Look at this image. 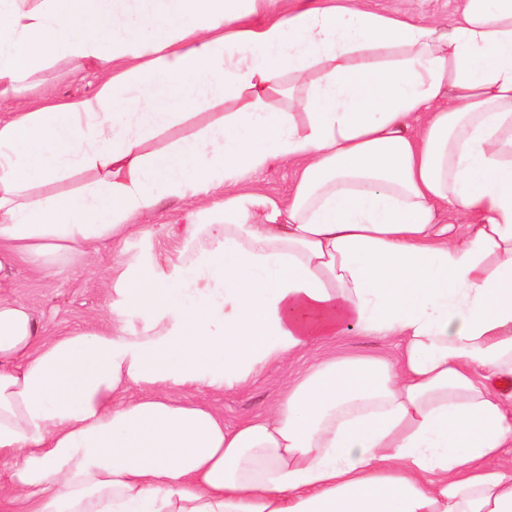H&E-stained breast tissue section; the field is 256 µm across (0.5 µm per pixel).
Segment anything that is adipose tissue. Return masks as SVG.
I'll list each match as a JSON object with an SVG mask.
<instances>
[{
  "mask_svg": "<svg viewBox=\"0 0 512 512\" xmlns=\"http://www.w3.org/2000/svg\"><path fill=\"white\" fill-rule=\"evenodd\" d=\"M24 2L0 0V85L57 56L105 79L0 122V276L124 247L165 199L224 200L180 225L189 251L126 259L114 328L49 336L0 299L10 512H512V0H464L447 33L344 5L255 30L272 0ZM286 76L299 109L276 112ZM218 97L236 109L144 152ZM282 161L289 201L247 185ZM350 331L398 359L321 360L232 429L156 393Z\"/></svg>",
  "mask_w": 512,
  "mask_h": 512,
  "instance_id": "1",
  "label": "adipose tissue"
}]
</instances>
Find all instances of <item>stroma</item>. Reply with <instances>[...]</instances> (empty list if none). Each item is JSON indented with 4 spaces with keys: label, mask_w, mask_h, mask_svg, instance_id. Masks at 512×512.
<instances>
[{
    "label": "stroma",
    "mask_w": 512,
    "mask_h": 512,
    "mask_svg": "<svg viewBox=\"0 0 512 512\" xmlns=\"http://www.w3.org/2000/svg\"><path fill=\"white\" fill-rule=\"evenodd\" d=\"M350 3L387 16L409 14L441 32L454 28L461 8V0H350ZM102 79V74L97 71H78L66 57H55L34 71L23 88L0 94V121L52 102L93 96ZM234 108L232 100H212L201 113L151 135L146 148L151 152L164 150L178 140L192 137L208 122ZM198 209L199 204L193 199L164 201L148 221V237L132 238L128 243L129 253L152 251L178 256L183 244L171 235L170 227L184 223L186 215ZM120 261L118 253L104 247L93 263L80 261L65 269L43 267L36 270L22 263L11 277L0 280V297L22 298L42 320L51 336L88 326L108 327L112 324L109 283L112 270ZM396 353L391 342L349 333L322 341L293 364L272 365L257 379L235 390L172 387L168 393L215 411L223 416L225 425L231 427L243 419L266 413L275 404L284 383L300 376L315 358L374 357L390 360Z\"/></svg>",
    "instance_id": "35a3bbf8"
}]
</instances>
